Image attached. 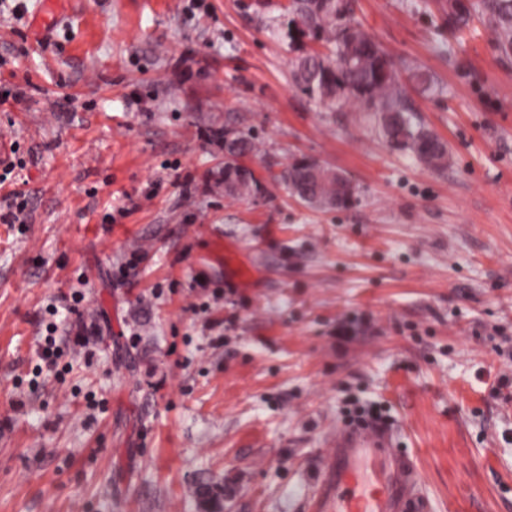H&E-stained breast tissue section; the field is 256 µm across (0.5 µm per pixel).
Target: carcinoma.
<instances>
[{
	"label": "carcinoma",
	"instance_id": "obj_1",
	"mask_svg": "<svg viewBox=\"0 0 512 512\" xmlns=\"http://www.w3.org/2000/svg\"><path fill=\"white\" fill-rule=\"evenodd\" d=\"M448 19L458 29L481 16L495 49L512 59V0H448ZM347 0H290L287 21L275 34L291 42L304 38L325 48L304 50L293 62L292 79L303 94L331 108L348 103L373 113L380 136L392 147L410 152L433 169L448 165V145L416 119L407 103L399 70L385 49L349 18ZM257 149L255 137L239 135L224 156V179L233 182L245 168L242 159ZM316 160L293 158L278 180L299 201L326 209L346 208L354 201L350 180L336 170L321 166L319 175L304 195L300 187L307 164Z\"/></svg>",
	"mask_w": 512,
	"mask_h": 512
}]
</instances>
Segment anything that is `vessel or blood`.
<instances>
[{"label": "vessel or blood", "mask_w": 512, "mask_h": 512, "mask_svg": "<svg viewBox=\"0 0 512 512\" xmlns=\"http://www.w3.org/2000/svg\"><path fill=\"white\" fill-rule=\"evenodd\" d=\"M331 448L307 512H420L418 473L394 449L391 434L340 429ZM374 456L384 457L387 466L370 478L361 465Z\"/></svg>", "instance_id": "b4317fda"}]
</instances>
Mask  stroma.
Returning <instances> with one entry per match:
<instances>
[{
	"label": "stroma",
	"mask_w": 512,
	"mask_h": 512,
	"mask_svg": "<svg viewBox=\"0 0 512 512\" xmlns=\"http://www.w3.org/2000/svg\"><path fill=\"white\" fill-rule=\"evenodd\" d=\"M41 3L0 0V190L27 202L0 223V512H306L351 401L385 407L427 512H512V60L482 23L351 0L436 170L294 86L287 0H62L38 29ZM224 128L260 141V194L212 179ZM296 156L352 205L291 197ZM76 321L91 344L43 361ZM312 163L321 168L319 175L309 188L306 196L300 187L304 171ZM338 171L326 167L314 159L300 156L294 157L281 173L278 180L288 190V193L305 204L324 206L320 209L346 208L354 201V187L350 180Z\"/></svg>",
	"instance_id": "1"
}]
</instances>
